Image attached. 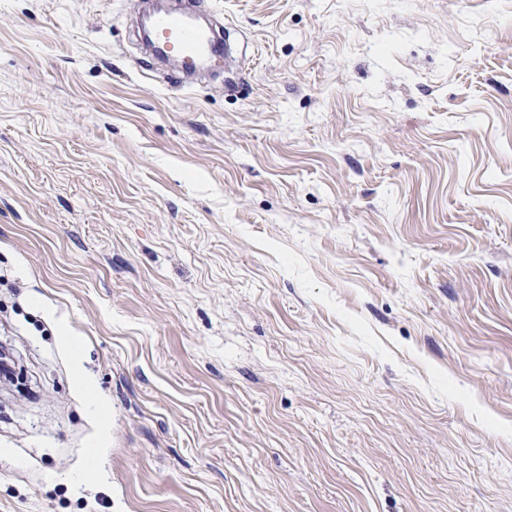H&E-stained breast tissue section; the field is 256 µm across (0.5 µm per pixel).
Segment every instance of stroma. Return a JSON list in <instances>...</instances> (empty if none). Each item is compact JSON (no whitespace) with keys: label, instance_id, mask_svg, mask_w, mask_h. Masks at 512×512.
I'll list each match as a JSON object with an SVG mask.
<instances>
[{"label":"stroma","instance_id":"1","mask_svg":"<svg viewBox=\"0 0 512 512\" xmlns=\"http://www.w3.org/2000/svg\"><path fill=\"white\" fill-rule=\"evenodd\" d=\"M199 2L0 0V512H512V0ZM151 31L165 54L173 50L179 54L183 75L190 74L203 58L213 62L224 55L226 66L231 50L227 34L224 32L223 39L221 32L197 25L191 14H158L153 18Z\"/></svg>","mask_w":512,"mask_h":512}]
</instances>
